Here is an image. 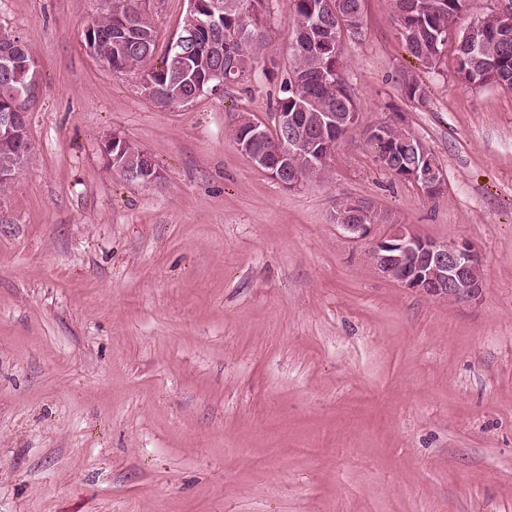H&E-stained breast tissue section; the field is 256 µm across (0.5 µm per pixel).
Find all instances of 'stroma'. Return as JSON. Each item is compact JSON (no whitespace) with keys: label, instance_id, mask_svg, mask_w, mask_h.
I'll use <instances>...</instances> for the list:
<instances>
[{"label":"stroma","instance_id":"stroma-1","mask_svg":"<svg viewBox=\"0 0 512 512\" xmlns=\"http://www.w3.org/2000/svg\"><path fill=\"white\" fill-rule=\"evenodd\" d=\"M99 12L0 0L36 62L31 153L0 194V512H512V91L461 83L451 47L424 69L394 0H364L342 39L358 123L288 189L234 129L271 122L289 0L244 81L176 107L89 53ZM392 112L440 197L380 167L368 132ZM112 134L161 179L113 173ZM343 197L470 241L480 299L382 278Z\"/></svg>","mask_w":512,"mask_h":512}]
</instances>
